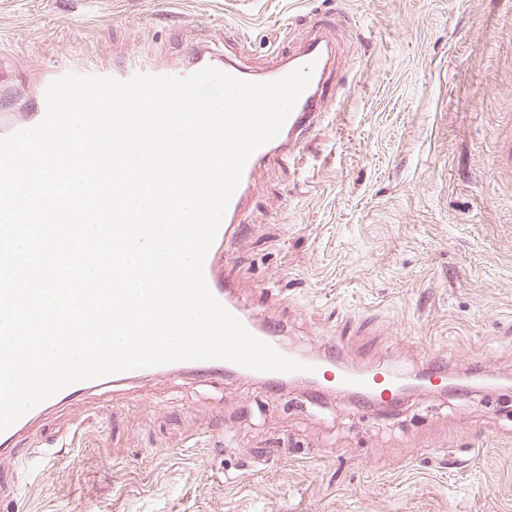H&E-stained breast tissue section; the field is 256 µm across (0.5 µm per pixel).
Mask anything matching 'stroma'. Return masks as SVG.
Returning a JSON list of instances; mask_svg holds the SVG:
<instances>
[{
	"mask_svg": "<svg viewBox=\"0 0 512 512\" xmlns=\"http://www.w3.org/2000/svg\"><path fill=\"white\" fill-rule=\"evenodd\" d=\"M330 115L253 185L240 301L296 352L464 387L348 412L247 377L146 374L62 406L0 458V512H512V0H0V79L177 66L205 43L257 72L313 27Z\"/></svg>",
	"mask_w": 512,
	"mask_h": 512,
	"instance_id": "35a3bbf8",
	"label": "stroma"
}]
</instances>
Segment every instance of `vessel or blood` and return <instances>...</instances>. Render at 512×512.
Segmentation results:
<instances>
[{
  "label": "vessel or blood",
  "instance_id": "vessel-or-blood-1",
  "mask_svg": "<svg viewBox=\"0 0 512 512\" xmlns=\"http://www.w3.org/2000/svg\"><path fill=\"white\" fill-rule=\"evenodd\" d=\"M310 62L315 65L310 85L299 98L280 134L260 147L248 160L240 185L228 205L222 225L204 264L207 285L218 301L239 318L249 332L272 345L277 342L278 331L264 326L263 319L256 309L238 301L233 281L226 268V252L232 242L243 238L245 205L252 185L262 168L272 161L297 155L306 136L330 111L331 104L326 95V86L335 72L336 50L328 40L326 32L318 29L303 46L285 55L278 64L262 73L251 72L233 59L221 58L212 48L205 45L195 51L191 64L175 68L173 71L174 76L186 77L211 66L245 81L270 82ZM163 73V68L136 60L111 71L112 77L120 80H126L138 74L160 76ZM304 362L311 366L310 377L318 383L317 389L311 390L310 399L319 398L322 388L326 387L344 392L351 407L356 409L374 406L392 410L397 406L403 376L395 368L380 364L374 369L364 370L345 365L326 355L308 356L305 357ZM177 371L196 377L219 378L232 374L242 375L245 374L246 369L223 360L177 361L151 369L152 374L161 376H170ZM137 376V371H126L77 383L63 389L29 411L6 431L0 432V453L14 455L17 435L49 410L70 403L90 391L123 385Z\"/></svg>",
  "mask_w": 512,
  "mask_h": 512
}]
</instances>
